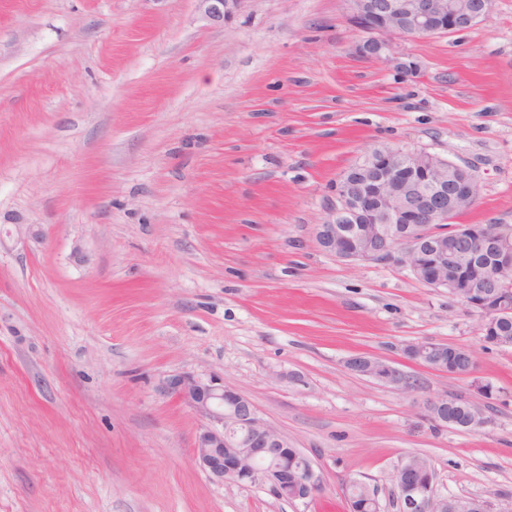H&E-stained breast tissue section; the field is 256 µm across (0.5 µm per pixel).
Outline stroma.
Instances as JSON below:
<instances>
[{
	"instance_id": "1",
	"label": "stroma",
	"mask_w": 512,
	"mask_h": 512,
	"mask_svg": "<svg viewBox=\"0 0 512 512\" xmlns=\"http://www.w3.org/2000/svg\"><path fill=\"white\" fill-rule=\"evenodd\" d=\"M345 0H0V512H397L410 455L442 498L512 512V347L409 272L315 229L378 145L471 165L463 224L512 227V0L366 57ZM23 224L38 237L20 232ZM467 349V375L406 345ZM392 361L393 390L346 367ZM219 375L311 461V502L218 482L168 377ZM463 396L474 431L428 400ZM441 351V343L431 341L410 344L404 348L405 355L413 361L423 363L427 367L438 372L450 375H463L459 373V369L457 367L448 368V370H446L440 360H435V356L439 357ZM355 360L368 363L367 369L358 373L361 376L380 381L386 386L401 392H409L414 389L415 384L413 379L386 360L373 356L360 355L349 358L346 363L347 367L351 366ZM372 495L363 482L350 480L347 483L346 497L351 512H377Z\"/></svg>"
}]
</instances>
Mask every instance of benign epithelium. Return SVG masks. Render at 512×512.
Returning <instances> with one entry per match:
<instances>
[{"mask_svg":"<svg viewBox=\"0 0 512 512\" xmlns=\"http://www.w3.org/2000/svg\"><path fill=\"white\" fill-rule=\"evenodd\" d=\"M214 18L229 15L240 0H203ZM349 20L367 35L363 52L399 69L407 64L392 55L394 40L444 35L463 31L486 20L495 0H346ZM362 178L354 182L344 172L335 185L336 201L324 223L317 225L319 246L348 262H369L409 272L431 288L448 294L480 317L483 339L498 346H512L505 327L512 323V284L502 273L512 270V238L488 224H459L456 219L480 196V184L471 167L425 150L381 146L368 151L354 164ZM492 248L496 264L487 266L475 282L463 284L462 272L474 258ZM442 346L420 342L404 348L416 362L450 375L436 360ZM368 364L361 375L401 391L414 389L413 379L383 359L360 355L349 358ZM168 393L204 420L194 441L195 462L218 481L230 480L263 487L278 498L288 484V469L275 465L284 457L288 438L260 416L243 394L224 385L216 376L202 378L177 374L165 382ZM448 407V419L437 422L471 430L487 423L472 403L460 407L454 397L427 403L429 413ZM303 489L298 501L313 500L322 486L313 466L302 471ZM403 488L401 512H487L484 502L471 498H440L435 494L434 467L414 471L409 459L395 468Z\"/></svg>","mask_w":512,"mask_h":512,"instance_id":"1","label":"benign epithelium"}]
</instances>
